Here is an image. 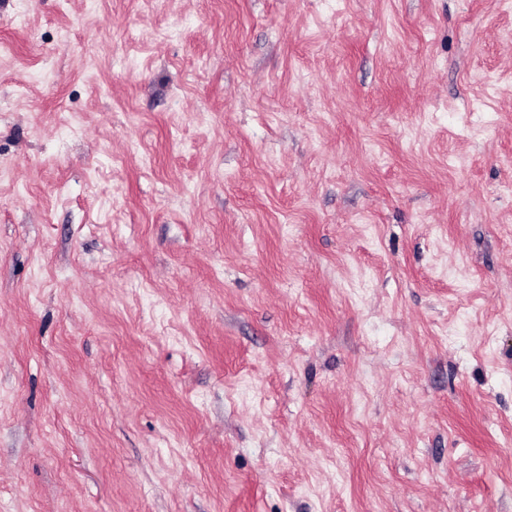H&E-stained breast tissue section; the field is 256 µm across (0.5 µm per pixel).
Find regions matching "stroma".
<instances>
[{"label": "stroma", "mask_w": 512, "mask_h": 512, "mask_svg": "<svg viewBox=\"0 0 512 512\" xmlns=\"http://www.w3.org/2000/svg\"><path fill=\"white\" fill-rule=\"evenodd\" d=\"M0 512H512V5L0 0Z\"/></svg>", "instance_id": "35a3bbf8"}]
</instances>
